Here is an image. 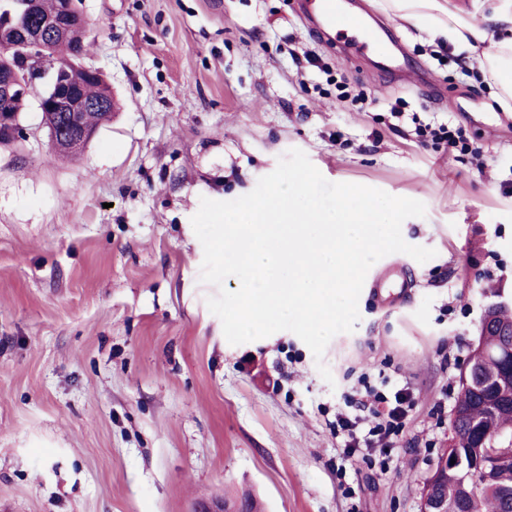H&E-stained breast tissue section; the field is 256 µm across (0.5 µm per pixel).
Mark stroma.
Instances as JSON below:
<instances>
[{
  "label": "stroma",
  "instance_id": "1",
  "mask_svg": "<svg viewBox=\"0 0 512 512\" xmlns=\"http://www.w3.org/2000/svg\"><path fill=\"white\" fill-rule=\"evenodd\" d=\"M348 7L410 74L345 58L298 0H82L111 121L58 159L41 79L25 139L0 143V512H194L245 491L263 512H420L485 306L512 296V112L470 49L394 0ZM448 121L483 163L415 134ZM294 148L327 181L423 202L402 236L436 251L375 262L319 361L289 331L228 343L191 224ZM365 379L412 384L417 406L389 457L349 461L333 422Z\"/></svg>",
  "mask_w": 512,
  "mask_h": 512
}]
</instances>
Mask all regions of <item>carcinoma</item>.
Listing matches in <instances>:
<instances>
[{
    "label": "carcinoma",
    "mask_w": 512,
    "mask_h": 512,
    "mask_svg": "<svg viewBox=\"0 0 512 512\" xmlns=\"http://www.w3.org/2000/svg\"><path fill=\"white\" fill-rule=\"evenodd\" d=\"M60 0H40L38 9H32L29 0H0V69L9 71L18 66L16 42L22 33L39 19L56 12ZM85 33L78 30L67 41L56 44L50 57L57 60L82 58L86 54ZM67 88L73 95L87 100H97L110 91L103 77H95L81 67H73L66 79ZM28 96L15 95L0 98V113L8 112L19 118ZM113 105L105 108L85 109L79 116L87 126L96 129L112 117ZM512 331V307L490 310L484 344L495 349L505 339L503 332ZM496 398L502 403L495 415H487L482 398L464 384H458L455 400V417L451 430L455 447L469 454L472 448L495 450L499 448L502 434H512V383L501 384ZM446 496L448 504L461 502V512H512V464L498 470L488 482H480L461 488L460 473L448 469L444 455L437 457L436 464L425 479L421 489V504L433 497Z\"/></svg>",
    "instance_id": "cac0c4a2"
}]
</instances>
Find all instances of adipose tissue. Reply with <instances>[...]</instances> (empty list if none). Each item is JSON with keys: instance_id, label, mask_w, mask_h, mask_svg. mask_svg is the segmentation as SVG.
Masks as SVG:
<instances>
[{"instance_id": "ef3b65f1", "label": "adipose tissue", "mask_w": 512, "mask_h": 512, "mask_svg": "<svg viewBox=\"0 0 512 512\" xmlns=\"http://www.w3.org/2000/svg\"><path fill=\"white\" fill-rule=\"evenodd\" d=\"M432 25L445 31L452 42L483 44L478 64L495 77L502 109L512 112V0H499L491 25L483 28L453 12L447 19H433Z\"/></svg>"}]
</instances>
